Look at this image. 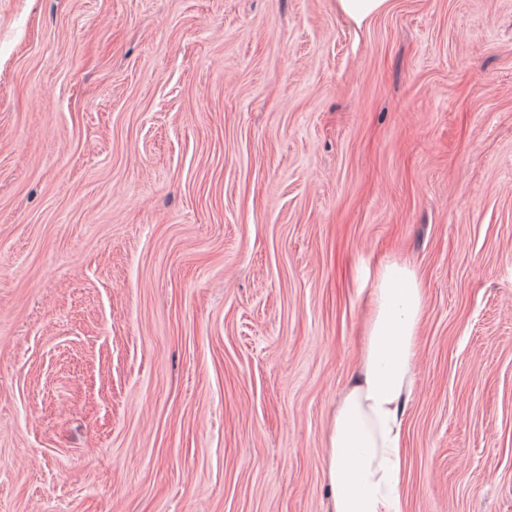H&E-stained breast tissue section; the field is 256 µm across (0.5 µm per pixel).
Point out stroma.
I'll use <instances>...</instances> for the list:
<instances>
[{"instance_id": "obj_1", "label": "stroma", "mask_w": 512, "mask_h": 512, "mask_svg": "<svg viewBox=\"0 0 512 512\" xmlns=\"http://www.w3.org/2000/svg\"><path fill=\"white\" fill-rule=\"evenodd\" d=\"M389 259L405 512H512V0H0V512H327ZM391 6L392 0H336V9L358 28L386 13Z\"/></svg>"}]
</instances>
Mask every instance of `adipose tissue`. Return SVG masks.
I'll return each instance as SVG.
<instances>
[{"label": "adipose tissue", "mask_w": 512, "mask_h": 512, "mask_svg": "<svg viewBox=\"0 0 512 512\" xmlns=\"http://www.w3.org/2000/svg\"><path fill=\"white\" fill-rule=\"evenodd\" d=\"M423 308V288L412 268L396 260L376 267L360 373L330 425L331 512H404L402 429Z\"/></svg>", "instance_id": "1"}]
</instances>
